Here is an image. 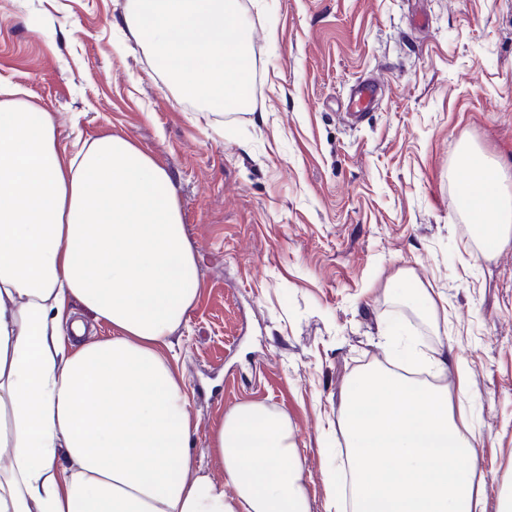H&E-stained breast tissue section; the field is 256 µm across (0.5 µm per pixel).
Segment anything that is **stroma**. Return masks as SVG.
Segmentation results:
<instances>
[{
  "label": "stroma",
  "instance_id": "stroma-1",
  "mask_svg": "<svg viewBox=\"0 0 512 512\" xmlns=\"http://www.w3.org/2000/svg\"><path fill=\"white\" fill-rule=\"evenodd\" d=\"M129 0H0V83L52 112L58 145L117 134L175 184L201 282L167 357L197 465L259 402L287 420L311 512L344 472L348 381L408 370L411 349L465 408L485 512L512 466V240L481 255L456 195L459 149L497 161L512 193V0H238L249 108L181 99L123 25ZM381 93L345 120L351 89ZM426 289L405 294L403 281ZM434 301L439 317L425 311Z\"/></svg>",
  "mask_w": 512,
  "mask_h": 512
}]
</instances>
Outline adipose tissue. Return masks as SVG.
Listing matches in <instances>:
<instances>
[{
    "label": "adipose tissue",
    "instance_id": "adipose-tissue-1",
    "mask_svg": "<svg viewBox=\"0 0 512 512\" xmlns=\"http://www.w3.org/2000/svg\"><path fill=\"white\" fill-rule=\"evenodd\" d=\"M23 94L0 84V512H310L288 423L263 404L215 429L223 478L194 469L162 350L200 282L167 170L112 134L64 156L51 113ZM459 167L485 254L512 237V194L469 144ZM76 303L111 338L86 339ZM337 425L350 512H485L468 415L442 387L367 369Z\"/></svg>",
    "mask_w": 512,
    "mask_h": 512
}]
</instances>
